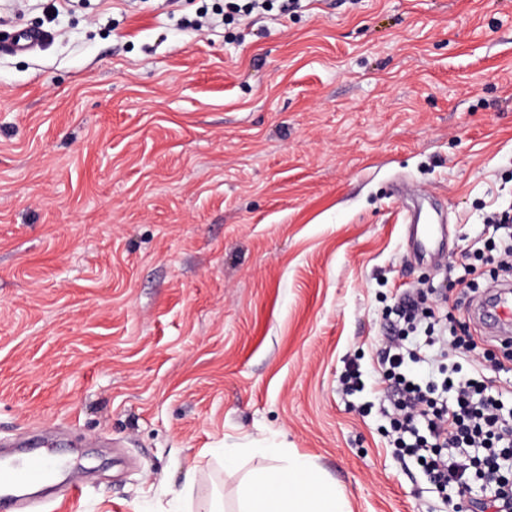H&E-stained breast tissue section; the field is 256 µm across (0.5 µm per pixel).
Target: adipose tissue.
<instances>
[{
  "label": "adipose tissue",
  "instance_id": "1",
  "mask_svg": "<svg viewBox=\"0 0 512 512\" xmlns=\"http://www.w3.org/2000/svg\"><path fill=\"white\" fill-rule=\"evenodd\" d=\"M239 512H350L344 492L310 461L292 457L254 474L240 492Z\"/></svg>",
  "mask_w": 512,
  "mask_h": 512
}]
</instances>
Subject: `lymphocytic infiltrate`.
<instances>
[{
  "instance_id": "obj_1",
  "label": "lymphocytic infiltrate",
  "mask_w": 512,
  "mask_h": 512,
  "mask_svg": "<svg viewBox=\"0 0 512 512\" xmlns=\"http://www.w3.org/2000/svg\"><path fill=\"white\" fill-rule=\"evenodd\" d=\"M393 334L380 353L391 382L384 393L382 413L396 432L400 455L421 461L430 479L439 486L468 491L470 479L491 487L480 500L481 512H512V491L505 490L501 473L512 471V408L491 395L485 381L463 374L452 365L442 385H420L407 368L415 358L405 336L421 333L430 344L447 345V328L437 326L435 313L420 307L409 294L394 310ZM452 393L453 402L438 399V392Z\"/></svg>"
}]
</instances>
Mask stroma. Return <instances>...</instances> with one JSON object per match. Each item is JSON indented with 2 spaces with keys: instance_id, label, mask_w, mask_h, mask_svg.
<instances>
[{
  "instance_id": "1",
  "label": "stroma",
  "mask_w": 512,
  "mask_h": 512,
  "mask_svg": "<svg viewBox=\"0 0 512 512\" xmlns=\"http://www.w3.org/2000/svg\"><path fill=\"white\" fill-rule=\"evenodd\" d=\"M223 8L0 0V443L57 430L84 491L37 512H235L291 456L351 512H471L480 487L395 456L378 353L420 289L477 338L464 372L512 386L448 286H492L512 212V0ZM270 1L272 0H226L224 19L226 18L230 23L235 21L236 16L259 15L268 11Z\"/></svg>"
}]
</instances>
